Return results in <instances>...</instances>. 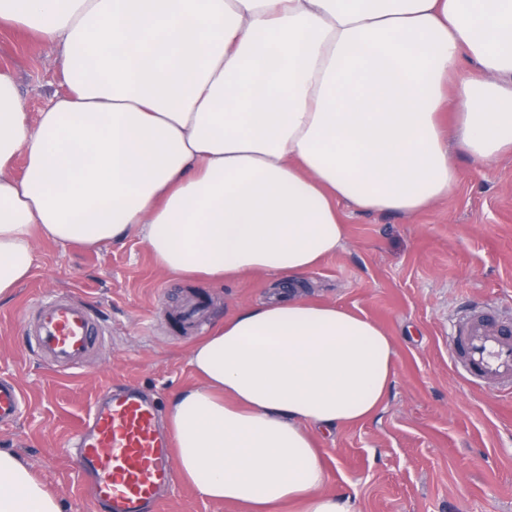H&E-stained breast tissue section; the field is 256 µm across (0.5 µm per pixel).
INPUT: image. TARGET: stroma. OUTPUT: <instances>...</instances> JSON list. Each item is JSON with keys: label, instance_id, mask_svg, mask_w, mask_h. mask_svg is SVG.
Here are the masks:
<instances>
[{"label": "stroma", "instance_id": "stroma-1", "mask_svg": "<svg viewBox=\"0 0 512 512\" xmlns=\"http://www.w3.org/2000/svg\"><path fill=\"white\" fill-rule=\"evenodd\" d=\"M0 67L13 73L28 112L58 88L61 58L48 40L0 26ZM448 197L413 215L344 208L346 240L304 278L302 294L379 323L392 337L395 378L364 423L321 436L327 492L355 512H512V394L470 388L448 355L459 311L488 305L512 315V155L482 167L455 153ZM31 277L0 303V375L28 405L0 426V448L30 463L62 512H91L85 477L65 444L105 384L137 387L160 409L194 385V343L239 307L270 299L279 279L247 274L220 285L161 270L130 237L88 249L36 241ZM44 293L93 305L102 334L80 368L55 371L31 352L19 317ZM192 296L207 316L185 333L176 311ZM159 512H243L177 481Z\"/></svg>", "mask_w": 512, "mask_h": 512}]
</instances>
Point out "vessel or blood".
<instances>
[{
  "label": "vessel or blood",
  "mask_w": 512,
  "mask_h": 512,
  "mask_svg": "<svg viewBox=\"0 0 512 512\" xmlns=\"http://www.w3.org/2000/svg\"><path fill=\"white\" fill-rule=\"evenodd\" d=\"M22 327L53 369L81 364L94 349L99 324L89 306L42 296ZM456 370L471 386L512 389V322L477 306L457 321L450 338ZM27 399L20 385L0 378V424L15 422ZM156 400L138 389L100 386L75 436L73 462L90 480V497L104 512H151L177 479L170 443L159 425Z\"/></svg>",
  "instance_id": "b4317fda"
}]
</instances>
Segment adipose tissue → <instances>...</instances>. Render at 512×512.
Masks as SVG:
<instances>
[{"mask_svg": "<svg viewBox=\"0 0 512 512\" xmlns=\"http://www.w3.org/2000/svg\"><path fill=\"white\" fill-rule=\"evenodd\" d=\"M0 24L62 60L34 116L0 70V302L38 237L135 235L173 275L293 286L342 246L339 203L410 215L455 186L449 142L512 153V0H0ZM395 358L377 323L293 289L240 309L169 403L182 478L247 512H350L318 436L382 407ZM0 512H62L1 449Z\"/></svg>", "mask_w": 512, "mask_h": 512, "instance_id": "1", "label": "adipose tissue"}]
</instances>
